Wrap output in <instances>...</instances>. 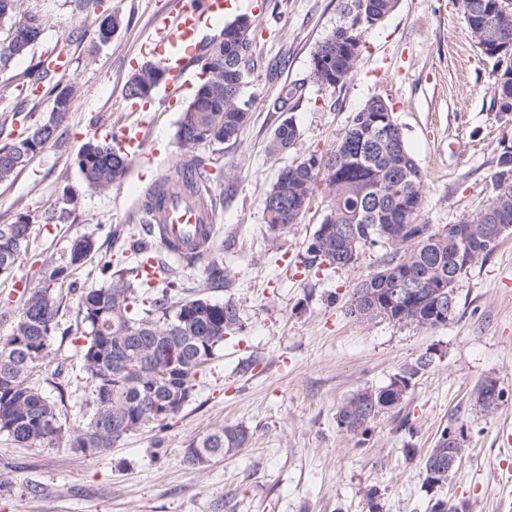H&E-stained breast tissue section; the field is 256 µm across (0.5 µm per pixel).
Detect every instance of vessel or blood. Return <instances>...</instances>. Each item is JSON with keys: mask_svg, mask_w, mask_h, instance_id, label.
Segmentation results:
<instances>
[{"mask_svg": "<svg viewBox=\"0 0 512 512\" xmlns=\"http://www.w3.org/2000/svg\"><path fill=\"white\" fill-rule=\"evenodd\" d=\"M224 18V0H180L175 13L166 19L163 33L148 47L150 55L166 71L169 96L180 94L188 82L186 67L199 47L200 32ZM144 122L115 128V139L130 162L147 158ZM214 215L205 198L187 200L168 195L160 213L155 214L148 234L176 258L200 256L208 252Z\"/></svg>", "mask_w": 512, "mask_h": 512, "instance_id": "b4317fda", "label": "vessel or blood"}]
</instances>
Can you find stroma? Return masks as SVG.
<instances>
[{
	"label": "stroma",
	"instance_id": "1",
	"mask_svg": "<svg viewBox=\"0 0 512 512\" xmlns=\"http://www.w3.org/2000/svg\"><path fill=\"white\" fill-rule=\"evenodd\" d=\"M175 2L103 0L123 24L102 45L95 13L76 9L74 0H22L18 15L41 16L43 32L29 56L12 63L10 80L0 82V133L22 132L17 112L50 117V99L31 94L25 72L60 44L71 52V70L51 80L77 83L79 90L59 128L60 144L0 184V224L21 212L32 224L12 274H0V336L11 334L22 305L14 279L42 283L47 260L66 256L76 237L95 241L77 286L103 285L104 260L131 253L126 227L146 190L194 154L214 168L209 188L220 202L212 247L236 275L230 284L212 286L207 258L187 263L160 248L153 255L177 271L185 297L234 301L245 329L225 336L179 413L124 436L103 454L84 455L67 436L53 447L23 448L0 434V512H367L372 491L381 512H428L436 497L467 502L470 512H495L501 468L512 464L501 441L503 432L512 433V232L462 277L452 319L425 328L347 315L350 291L375 271L380 249L337 273L302 264L325 215L324 186H317L302 222L286 232L270 231L263 214L279 170L312 156L326 159L373 97L389 103L423 172L425 223L457 224L491 202V176L502 141H512V115L501 116L493 103L492 63L477 48L457 0H399L364 32L352 74L333 90L310 83L309 72L316 45L339 21L341 0H234L225 21L248 17L264 64L285 63L274 81L264 65L254 72L245 90L249 119L237 143L182 147L177 122L193 93L160 96L146 116L151 164L130 166L112 187L88 188L76 155L91 128L145 117L132 110L124 86L148 62L144 47L161 33ZM284 81L303 87L289 114L270 106ZM288 117L299 137L270 157L269 139ZM69 196L77 206L66 204ZM49 212L56 215L50 224ZM53 348L42 390L64 401L73 428L87 410L81 344L69 335ZM425 355L431 365L398 407L374 419L366 441L339 431L336 410L345 400L387 385ZM487 377L503 389L489 415L473 407L474 389ZM227 424L247 428V447L189 467L186 448ZM447 427L464 432L466 450L433 491L423 483L422 460Z\"/></svg>",
	"mask_w": 512,
	"mask_h": 512
}]
</instances>
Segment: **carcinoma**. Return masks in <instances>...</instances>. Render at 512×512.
Here are the masks:
<instances>
[{"instance_id": "obj_1", "label": "carcinoma", "mask_w": 512, "mask_h": 512, "mask_svg": "<svg viewBox=\"0 0 512 512\" xmlns=\"http://www.w3.org/2000/svg\"><path fill=\"white\" fill-rule=\"evenodd\" d=\"M18 0H0V25L10 33L0 42V75L11 63L27 55L43 30L42 18L30 13L25 23L12 21ZM398 0H348L343 21L315 48L313 56L322 65H313V84L334 89L353 71L361 52L360 40L366 29L381 22ZM509 5L505 0H461L460 12L478 49L496 41L512 50V21L500 22ZM250 23L238 17L206 43L192 61L200 65L197 89L203 90L196 109L186 107L177 124L176 138L181 146L235 141L248 120L245 88L255 71V58L248 35ZM494 94L497 112H512V58L494 60ZM165 71L145 64L125 85L124 95L143 90L155 76ZM28 81L50 86L53 93L51 118L32 123V114L19 113L26 135L0 145V183L10 181L25 168L37 152L59 142L57 129L69 112L75 92H56L50 85L45 63L32 64ZM302 96V87L284 83L273 101L278 112H289L293 101ZM298 130L288 118L274 130L268 152L278 155L294 145ZM77 165L86 185L108 188L123 180L128 171L126 156L96 138L81 148ZM179 180L182 191L193 196L211 181L208 165L193 157L170 174L160 178L145 194L142 223L160 208L166 189ZM492 181L496 191L491 203L474 217L460 224L450 235L421 221L424 206V178L408 151L402 132L388 103L372 98L355 114L336 142L330 158L321 163L313 157L280 170L264 202V220L274 232H284L300 223L308 211L319 183L327 188L326 215L315 230L301 263L345 271L366 249L382 247L385 254L377 269L358 282L347 300V313L359 310L361 321L388 320L418 327H435L448 322L441 304L457 300V284L478 261L498 246L490 238L492 226L512 227V145L502 146L496 159ZM31 222L20 213L10 224H0V245L13 241L8 256L0 255L4 273L11 272L29 242ZM91 236L76 238L66 257L49 264L43 285L29 289L22 312L11 335L0 338V433L23 447H49L58 441L64 427L62 407L44 395L40 387L43 369L52 355L53 340L81 332L82 369L86 374L89 413L83 424L73 429L74 444L88 455L110 448L112 443L136 427L151 404H184L192 381L224 336L240 331L237 307L231 300L213 303L204 297L184 298L183 288L169 272L161 275L165 288L148 307L139 305L142 282L138 267L125 266V260H107L103 270L111 272L107 286L84 289L78 296L76 326H62L63 296L56 290L82 267L93 250ZM231 270L215 252L208 265L209 283L224 282ZM409 283L407 294L393 299V289ZM22 336L28 345H15ZM128 366L140 371L125 372ZM429 361L418 359L390 383L377 390H365L346 400L336 412L338 429L366 439L371 427L365 420L397 407L405 399L412 380L428 368ZM168 374L156 380V372ZM248 430L227 425L206 434L185 450L184 461L196 465L195 453L222 457L246 447Z\"/></svg>"}]
</instances>
